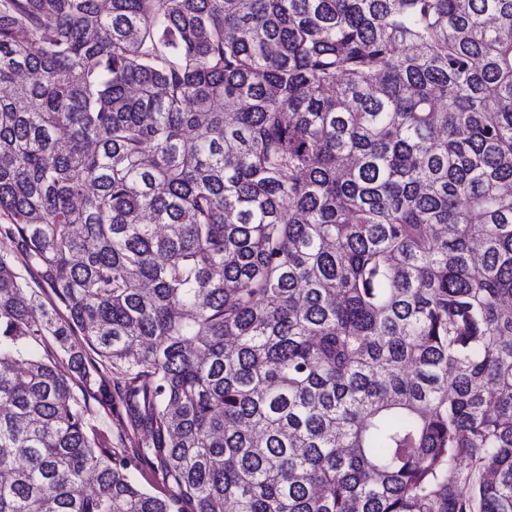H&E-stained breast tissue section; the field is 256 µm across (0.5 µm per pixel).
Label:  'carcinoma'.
Returning <instances> with one entry per match:
<instances>
[{
	"label": "carcinoma",
	"instance_id": "1",
	"mask_svg": "<svg viewBox=\"0 0 512 512\" xmlns=\"http://www.w3.org/2000/svg\"><path fill=\"white\" fill-rule=\"evenodd\" d=\"M0 88V512H512V0H0ZM116 410L117 408L109 410V406L90 400V414L109 433L114 448H132L133 442L148 439L144 432L134 436L121 413H116ZM134 475L138 483L152 494L164 496L170 492L169 485L163 480L160 462L153 456H150L149 460L140 462Z\"/></svg>",
	"mask_w": 512,
	"mask_h": 512
}]
</instances>
